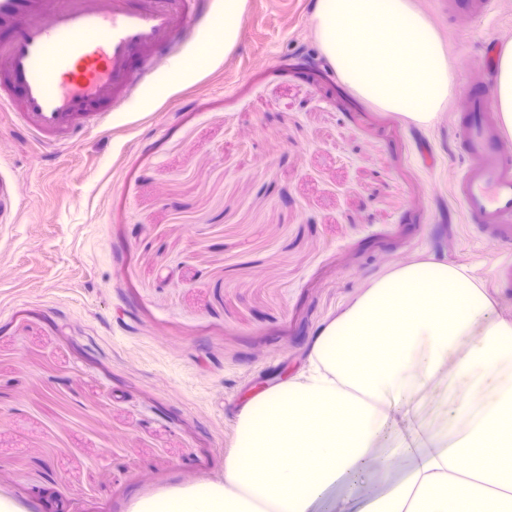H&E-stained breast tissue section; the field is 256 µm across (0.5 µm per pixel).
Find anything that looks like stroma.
Returning a JSON list of instances; mask_svg holds the SVG:
<instances>
[{
	"instance_id": "1",
	"label": "stroma",
	"mask_w": 512,
	"mask_h": 512,
	"mask_svg": "<svg viewBox=\"0 0 512 512\" xmlns=\"http://www.w3.org/2000/svg\"><path fill=\"white\" fill-rule=\"evenodd\" d=\"M454 84L421 129L328 63L315 0H244L235 43L175 87L47 151L0 112V492L33 512H127L220 477L247 400L307 365L318 328L433 255L497 316L512 249L474 236L452 188L464 85L512 43V0L449 16ZM431 380L413 429L455 407Z\"/></svg>"
}]
</instances>
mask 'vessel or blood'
<instances>
[{
  "label": "vessel or blood",
  "mask_w": 512,
  "mask_h": 512,
  "mask_svg": "<svg viewBox=\"0 0 512 512\" xmlns=\"http://www.w3.org/2000/svg\"><path fill=\"white\" fill-rule=\"evenodd\" d=\"M0 0V109L40 145L61 148L121 111L161 52L204 22L205 0ZM465 166L454 186L477 232L512 241V153L488 88L466 91Z\"/></svg>",
  "instance_id": "b4317fda"
}]
</instances>
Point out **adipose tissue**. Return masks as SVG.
Segmentation results:
<instances>
[{
  "label": "adipose tissue",
  "mask_w": 512,
  "mask_h": 512,
  "mask_svg": "<svg viewBox=\"0 0 512 512\" xmlns=\"http://www.w3.org/2000/svg\"><path fill=\"white\" fill-rule=\"evenodd\" d=\"M309 366L252 396L220 479L133 499L128 512H321L367 461L406 462L357 512H512V319L470 269L432 257L375 279L314 337ZM468 393L426 445L378 452L446 368Z\"/></svg>",
  "instance_id": "obj_1"
}]
</instances>
